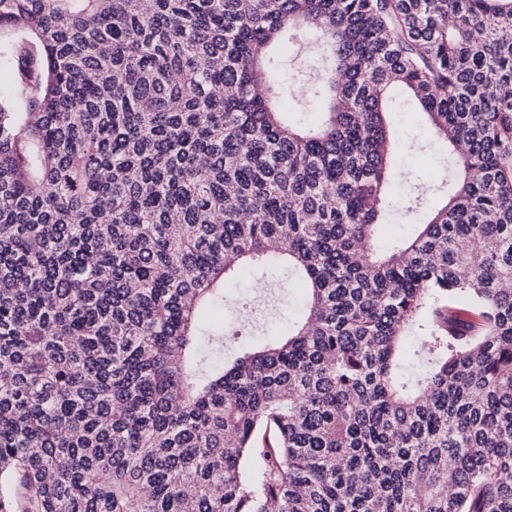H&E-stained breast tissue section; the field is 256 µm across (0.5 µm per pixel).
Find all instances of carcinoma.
Segmentation results:
<instances>
[{
	"label": "carcinoma",
	"instance_id": "carcinoma-1",
	"mask_svg": "<svg viewBox=\"0 0 512 512\" xmlns=\"http://www.w3.org/2000/svg\"><path fill=\"white\" fill-rule=\"evenodd\" d=\"M0 68V512H512V0H0ZM402 106L457 170L383 248ZM258 285L265 287L262 294L257 292ZM226 288L228 289L224 296H227L228 302L224 305V310L214 317V321H224V326L245 324L248 333L261 339L285 334L303 303L304 290L288 276V269L278 281L272 283L263 282L244 271L230 280ZM238 295H249L253 301H256L255 296L262 295L263 298H268L269 306L265 319L256 321L250 313L240 311L235 303Z\"/></svg>",
	"mask_w": 512,
	"mask_h": 512
}]
</instances>
